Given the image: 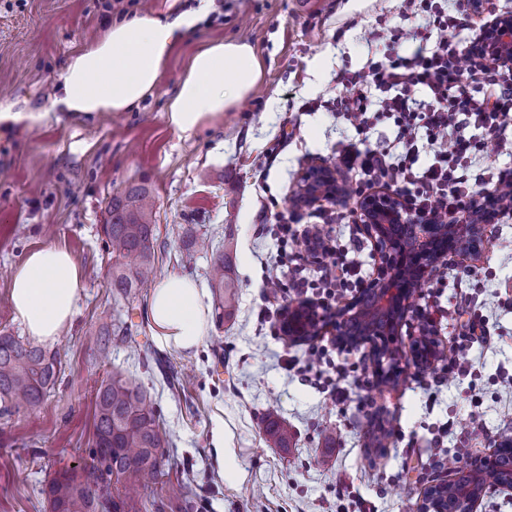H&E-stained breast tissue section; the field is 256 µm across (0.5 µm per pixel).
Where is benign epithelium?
<instances>
[{
	"label": "benign epithelium",
	"mask_w": 512,
	"mask_h": 512,
	"mask_svg": "<svg viewBox=\"0 0 512 512\" xmlns=\"http://www.w3.org/2000/svg\"><path fill=\"white\" fill-rule=\"evenodd\" d=\"M489 27V38L479 42L478 51L501 61L512 60V13L498 16ZM335 184L333 172L325 167L304 172L300 205L311 206L331 196V186ZM483 196L487 201L475 206L469 221L464 224H437L430 216H413L403 207L401 199L387 190L375 191L361 199L362 230L373 242L379 263L371 281L355 298L336 310L333 324L340 348L353 351L364 345L370 347L376 381L380 385L395 383L398 363L392 358L397 349L377 342L378 335L370 331H350L349 324L359 323L364 316L383 317L388 320L385 332L392 336L414 308L409 281H428L437 268L449 264L459 254L464 242L473 245L471 256L474 261H479L481 255L476 242L487 238L492 216L488 202L492 201L493 193L488 191ZM305 313L310 314L312 310L302 304L288 314V334L299 336L303 333ZM501 461L509 462L511 476L500 488L512 491V445H496L487 463ZM446 484L448 481L438 474L427 477L419 512H449L438 495Z\"/></svg>",
	"instance_id": "1"
}]
</instances>
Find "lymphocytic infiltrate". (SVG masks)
<instances>
[{"instance_id": "obj_1", "label": "lymphocytic infiltrate", "mask_w": 512, "mask_h": 512, "mask_svg": "<svg viewBox=\"0 0 512 512\" xmlns=\"http://www.w3.org/2000/svg\"><path fill=\"white\" fill-rule=\"evenodd\" d=\"M494 0L481 6H449L448 0H400L401 25L379 21L373 40L378 51L363 70L340 75L346 93L326 102L358 135L340 145L337 159L344 173L363 177V189L392 190L411 213L441 216L469 214L479 186L512 188V169L489 170L475 163L487 148L512 150V64L477 55L481 35L495 13ZM393 122L390 144L374 147L369 133L381 119ZM483 132L464 137L467 127ZM433 149L430 164L419 166V141ZM277 240L281 262L291 265V285L311 290L314 304L327 311L340 297L360 288V277L342 251L317 229L305 254L288 252L292 226L279 216ZM328 262L314 280L307 264ZM286 370L323 375L332 393L347 397L354 367L334 359L326 346L309 350L304 362L286 361Z\"/></svg>"}]
</instances>
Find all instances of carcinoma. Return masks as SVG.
Segmentation results:
<instances>
[{"label": "carcinoma", "instance_id": "obj_1", "mask_svg": "<svg viewBox=\"0 0 512 512\" xmlns=\"http://www.w3.org/2000/svg\"><path fill=\"white\" fill-rule=\"evenodd\" d=\"M154 208V196L144 186L129 188L110 204V219L103 227L105 247L115 260L112 288L125 298L152 273ZM209 279L219 292L217 318L231 315L236 290L224 254L214 258ZM128 331V323L121 319L103 326L98 333L100 350L128 339ZM58 375L54 354L18 336L0 333L1 416L39 405ZM266 431L275 445L288 447L291 435L276 419H267ZM165 444L161 415L141 385L130 376L112 375L96 393L89 460L77 473L55 474L43 490L50 512H162L164 504L151 498L149 489L161 474ZM507 475L502 467L480 471L473 490L498 486Z\"/></svg>", "mask_w": 512, "mask_h": 512}]
</instances>
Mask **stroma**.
Instances as JSON below:
<instances>
[{"label": "stroma", "mask_w": 512, "mask_h": 512, "mask_svg": "<svg viewBox=\"0 0 512 512\" xmlns=\"http://www.w3.org/2000/svg\"><path fill=\"white\" fill-rule=\"evenodd\" d=\"M174 0H0V104L16 112H45L32 127L0 123V330L22 335L10 302V272L34 249L65 248L83 274L77 314L51 350L60 360L55 389L38 406L0 417V512H49L41 490L55 472L82 464L94 431L95 391L114 372L132 376L161 413L166 464L151 491L164 512H416L420 473H447L456 425L476 419L469 446L478 464L498 440L512 436V222H499L482 259L455 258L437 288H423L417 312L402 326L399 382L375 383L367 349L336 347L331 331L320 344L358 364L359 387L341 399L313 374L289 373L283 362L304 359L308 341L258 324L278 242L266 206L294 213V252L304 249L321 210L357 209L341 193L311 207L290 197L311 166L336 168V144L349 129L336 113L302 111L305 102L344 95L340 72L366 61L377 19L399 23L398 0H214L209 18L171 55L160 87L139 108L78 116L54 108L60 76L75 53L108 23L133 13L169 12ZM253 46L263 75L224 116L190 138L167 121V104L193 53L209 41ZM147 186L155 200L156 278L181 273L209 288L214 250H225L238 304L232 318L212 322L192 353L160 351L147 320L149 289L133 301L112 293V256L102 228L113 196ZM208 247L186 251L187 236ZM371 279L373 244L360 225L331 233ZM478 292L483 313L507 348L459 342L464 317L455 312ZM127 315L128 342L92 356L97 330ZM445 355L465 356L473 373L436 388L440 365L421 369L413 345L423 319ZM274 411L293 434L290 447L267 441L262 417ZM394 433L383 450L371 447L375 417ZM224 430V452L214 433ZM335 432V447L324 435Z\"/></svg>", "instance_id": "1"}]
</instances>
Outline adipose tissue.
Segmentation results:
<instances>
[{"label": "adipose tissue", "instance_id": "adipose-tissue-1", "mask_svg": "<svg viewBox=\"0 0 512 512\" xmlns=\"http://www.w3.org/2000/svg\"><path fill=\"white\" fill-rule=\"evenodd\" d=\"M211 2L195 0L173 16L136 14L111 22L68 60L55 104L84 116L137 107L160 85L176 45L208 18ZM260 76L249 44L219 41L203 46L169 100L171 127L179 136H191L251 92ZM82 289L81 271L69 252L48 246L33 250L14 268L10 301L26 335L49 343L71 325ZM147 319L161 350L186 353L207 336L210 307L194 279L175 273L153 289Z\"/></svg>", "mask_w": 512, "mask_h": 512}]
</instances>
